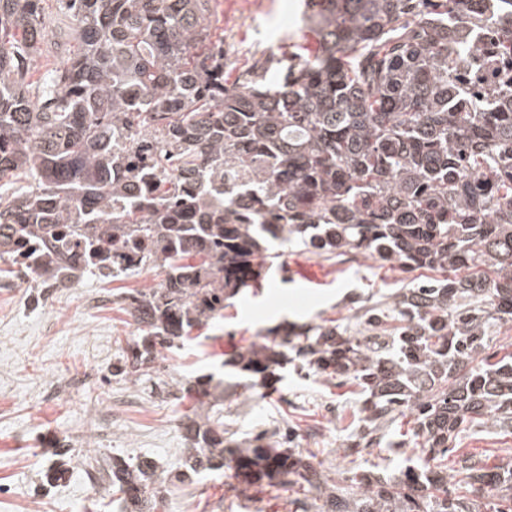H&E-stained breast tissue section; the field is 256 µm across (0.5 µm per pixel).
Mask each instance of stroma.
Returning a JSON list of instances; mask_svg holds the SVG:
<instances>
[{"label":"stroma","mask_w":512,"mask_h":512,"mask_svg":"<svg viewBox=\"0 0 512 512\" xmlns=\"http://www.w3.org/2000/svg\"><path fill=\"white\" fill-rule=\"evenodd\" d=\"M299 0H217V26L232 41L234 57L224 65L227 85L240 84L266 55H287L309 44L294 21ZM258 287L232 298L218 324L205 327L203 344L162 350L152 378L176 380L223 369L220 360L266 343L267 328L281 323L318 324L333 319L350 333L360 326L358 304H372L411 287L424 270L406 271L374 257L328 259L291 249ZM163 278L145 268L112 280L84 275L72 288H28L23 280L0 279V512H24L28 500L40 512H121L111 491L94 492L87 474L99 473L98 456L152 457L163 476H173L184 441L179 418L191 400L179 401L113 372L136 325L124 295L155 287ZM362 397L349 382L338 384L285 371L274 390H239L224 398V426L241 447L257 435L279 447V431L289 429L303 453L312 455L327 486L344 485L351 470L378 468L395 474L416 463L413 442L404 447L369 448L356 461L344 456L347 437L360 416ZM44 447H34L32 433ZM68 441V472L58 485L42 478L56 456L46 444ZM450 454L482 456L488 465L512 458V430L488 425L461 433ZM296 490L266 482L247 484L231 471L208 474L172 486L166 512H294Z\"/></svg>","instance_id":"35a3bbf8"}]
</instances>
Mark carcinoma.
<instances>
[{"label": "carcinoma", "instance_id": "obj_1", "mask_svg": "<svg viewBox=\"0 0 512 512\" xmlns=\"http://www.w3.org/2000/svg\"><path fill=\"white\" fill-rule=\"evenodd\" d=\"M43 2L0 0V189L26 179L0 192V274L22 251L59 281L119 260L114 278L161 269L127 296L138 333L117 373L139 380L288 247L439 273L359 307L360 336L276 326L232 360L273 378L296 358L355 382L352 455L411 413L421 469L354 471L326 494L295 449L226 443L217 401L239 384L210 373L173 385L194 399L177 478L230 469L316 492L301 512H512V464H443L466 418L512 427V353L489 345L512 322V0H306L316 48L254 68L231 95L213 0H56L66 57L28 82ZM233 155L242 181L226 178ZM104 464L123 512H157L169 494L149 458Z\"/></svg>", "mask_w": 512, "mask_h": 512}]
</instances>
